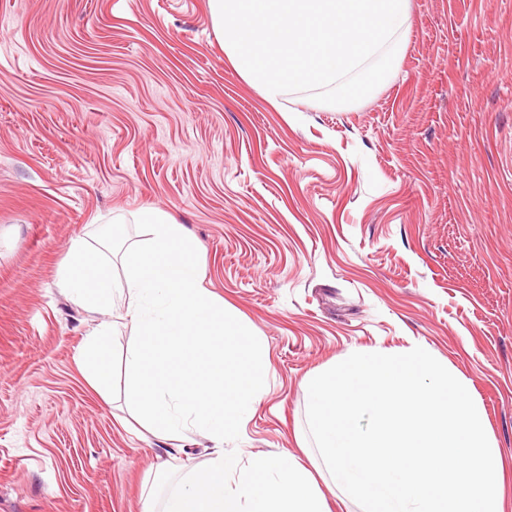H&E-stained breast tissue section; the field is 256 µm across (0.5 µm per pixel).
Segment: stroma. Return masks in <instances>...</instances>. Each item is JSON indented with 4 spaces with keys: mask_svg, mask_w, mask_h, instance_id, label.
<instances>
[{
    "mask_svg": "<svg viewBox=\"0 0 512 512\" xmlns=\"http://www.w3.org/2000/svg\"><path fill=\"white\" fill-rule=\"evenodd\" d=\"M391 80L336 108L268 101L207 0H0V512H143L208 464L132 428L77 347L103 314L57 286L87 225L152 208L263 346L265 392L226 443L315 455L305 376L419 346L461 373L512 512V0H409Z\"/></svg>",
    "mask_w": 512,
    "mask_h": 512,
    "instance_id": "stroma-1",
    "label": "stroma"
}]
</instances>
